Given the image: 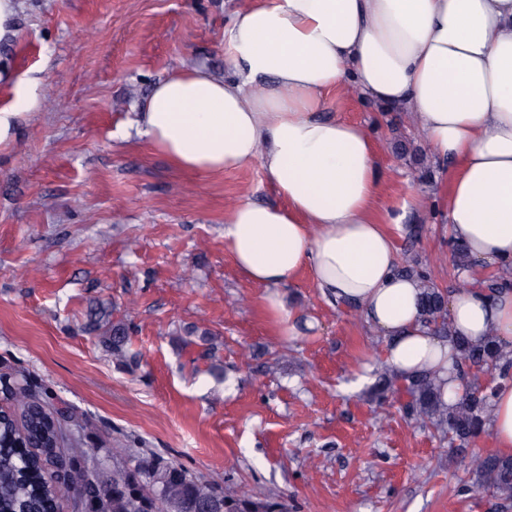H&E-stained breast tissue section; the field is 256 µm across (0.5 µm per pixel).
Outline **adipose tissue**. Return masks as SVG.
<instances>
[{"label": "adipose tissue", "mask_w": 512, "mask_h": 512, "mask_svg": "<svg viewBox=\"0 0 512 512\" xmlns=\"http://www.w3.org/2000/svg\"><path fill=\"white\" fill-rule=\"evenodd\" d=\"M224 56L227 75L179 68L157 82L137 134L184 171L260 164L281 202L225 208L224 241L281 331L295 334L296 318L278 289L308 273L364 314L397 376L436 373L454 402L462 386L448 342L422 320L424 284L397 271L378 144L326 102L344 87L406 113L448 165L438 204L451 239L480 269L512 268V0H245ZM459 278L456 334L512 350V290ZM490 430L512 454V382L496 388Z\"/></svg>", "instance_id": "obj_1"}]
</instances>
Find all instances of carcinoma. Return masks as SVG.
<instances>
[{"instance_id":"carcinoma-1","label":"carcinoma","mask_w":512,"mask_h":512,"mask_svg":"<svg viewBox=\"0 0 512 512\" xmlns=\"http://www.w3.org/2000/svg\"><path fill=\"white\" fill-rule=\"evenodd\" d=\"M452 262L489 291L512 287L511 276L478 269L461 244L455 246ZM397 271L425 283V322L455 350L457 372L468 386L449 405L433 375H416L407 381V412L449 436L455 448H467L473 438L490 434L495 386L488 375L497 369L502 377H509L512 352H505L493 336L472 344L454 334L445 308L448 295L431 281L419 254L405 252ZM87 330L111 337L112 351L117 354L127 341L123 324L97 314L90 318ZM0 399L7 403V414L0 422V512H52L60 489L73 476L83 484L81 512H149L137 488L141 482L159 502V512H205L207 505L224 497L212 482L175 462L142 455L132 466L118 460L109 463L93 448L85 450L78 441L66 442L72 416L44 406L26 384L0 379ZM471 467L476 484L497 500L501 512H512V456L477 453Z\"/></svg>"}]
</instances>
